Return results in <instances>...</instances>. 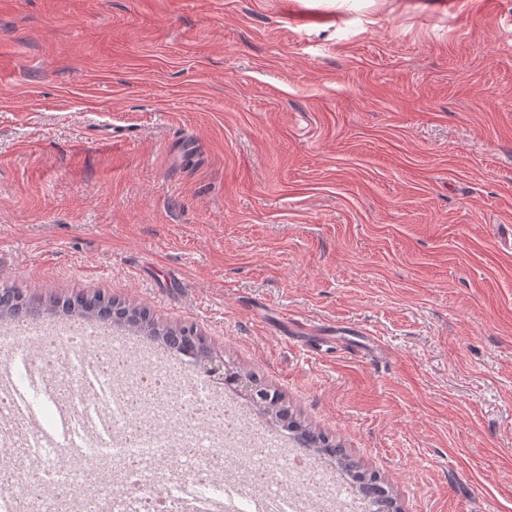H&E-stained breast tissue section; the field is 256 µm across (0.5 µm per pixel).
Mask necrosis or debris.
Segmentation results:
<instances>
[{"mask_svg": "<svg viewBox=\"0 0 512 512\" xmlns=\"http://www.w3.org/2000/svg\"><path fill=\"white\" fill-rule=\"evenodd\" d=\"M0 351L9 355L0 363V457L12 463L0 512H17L22 504L28 512H51L43 489L81 487L99 467L116 477L96 496L107 512H198L199 497H212L228 479L242 497L264 499L273 512L369 510L347 485L284 442L245 419L228 423L216 406L221 390L210 389L208 407L183 399L160 361L133 356L126 342L100 327L49 336L27 325L0 340ZM20 371L42 408L63 405L79 418L97 407L112 421L111 436L80 433L67 447L32 432L23 447L9 446L21 424L12 399Z\"/></svg>", "mask_w": 512, "mask_h": 512, "instance_id": "necrosis-or-debris-1", "label": "necrosis or debris"}]
</instances>
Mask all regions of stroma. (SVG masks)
I'll return each mask as SVG.
<instances>
[{"label": "stroma", "instance_id": "stroma-1", "mask_svg": "<svg viewBox=\"0 0 512 512\" xmlns=\"http://www.w3.org/2000/svg\"><path fill=\"white\" fill-rule=\"evenodd\" d=\"M512 0H0V282L191 326L403 512H512Z\"/></svg>", "mask_w": 512, "mask_h": 512}]
</instances>
